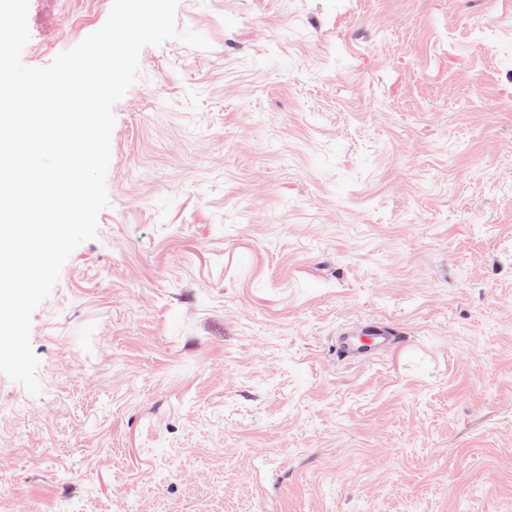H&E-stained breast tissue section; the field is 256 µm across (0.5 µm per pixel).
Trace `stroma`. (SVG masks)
Wrapping results in <instances>:
<instances>
[{
  "instance_id": "stroma-1",
  "label": "stroma",
  "mask_w": 512,
  "mask_h": 512,
  "mask_svg": "<svg viewBox=\"0 0 512 512\" xmlns=\"http://www.w3.org/2000/svg\"><path fill=\"white\" fill-rule=\"evenodd\" d=\"M112 0H29L45 67ZM109 206L0 373L12 512H512V0H179ZM401 344L345 358L342 333Z\"/></svg>"
}]
</instances>
